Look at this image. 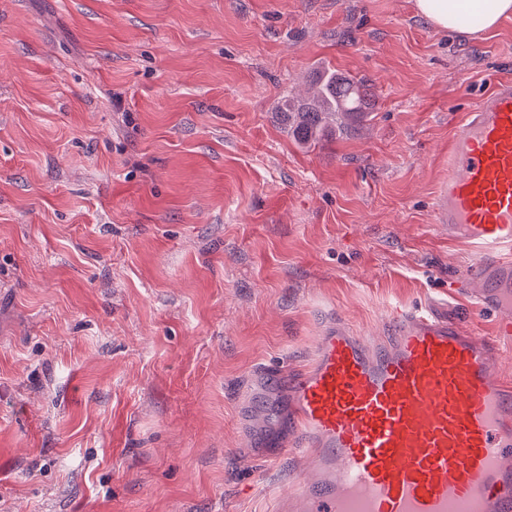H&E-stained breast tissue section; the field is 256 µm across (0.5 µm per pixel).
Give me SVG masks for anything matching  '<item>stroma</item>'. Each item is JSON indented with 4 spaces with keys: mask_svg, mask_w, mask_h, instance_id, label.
Returning a JSON list of instances; mask_svg holds the SVG:
<instances>
[{
    "mask_svg": "<svg viewBox=\"0 0 512 512\" xmlns=\"http://www.w3.org/2000/svg\"><path fill=\"white\" fill-rule=\"evenodd\" d=\"M332 66L376 91L313 145L277 105ZM512 78V19L413 0H0V512H273L288 392L323 326L447 307L448 140ZM415 9L436 29L454 34L476 35L512 18V0H415ZM480 17L478 26L465 23V16ZM476 22L473 15L467 18Z\"/></svg>",
    "mask_w": 512,
    "mask_h": 512,
    "instance_id": "1",
    "label": "stroma"
}]
</instances>
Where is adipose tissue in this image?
I'll return each instance as SVG.
<instances>
[{
    "label": "adipose tissue",
    "mask_w": 512,
    "mask_h": 512,
    "mask_svg": "<svg viewBox=\"0 0 512 512\" xmlns=\"http://www.w3.org/2000/svg\"><path fill=\"white\" fill-rule=\"evenodd\" d=\"M415 9L436 29L476 35L512 18V0H415ZM479 16V25L466 24L467 15Z\"/></svg>",
    "instance_id": "ef3b65f1"
}]
</instances>
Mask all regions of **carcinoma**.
Instances as JSON below:
<instances>
[{
	"instance_id": "carcinoma-1",
	"label": "carcinoma",
	"mask_w": 512,
	"mask_h": 512,
	"mask_svg": "<svg viewBox=\"0 0 512 512\" xmlns=\"http://www.w3.org/2000/svg\"><path fill=\"white\" fill-rule=\"evenodd\" d=\"M374 93L362 79L328 68L316 76L312 95L286 99L279 106L289 130L301 142H316L329 129L368 112Z\"/></svg>"
}]
</instances>
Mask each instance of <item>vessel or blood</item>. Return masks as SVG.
Returning <instances> with one entry per match:
<instances>
[{"label":"vessel or blood","instance_id":"obj_1","mask_svg":"<svg viewBox=\"0 0 512 512\" xmlns=\"http://www.w3.org/2000/svg\"><path fill=\"white\" fill-rule=\"evenodd\" d=\"M436 220L476 252L463 278L494 331L394 307L383 342L339 321L306 372L261 371L289 383L288 428L315 472L296 485L294 512H512V384L498 372L512 346L511 79L449 143Z\"/></svg>","mask_w":512,"mask_h":512}]
</instances>
